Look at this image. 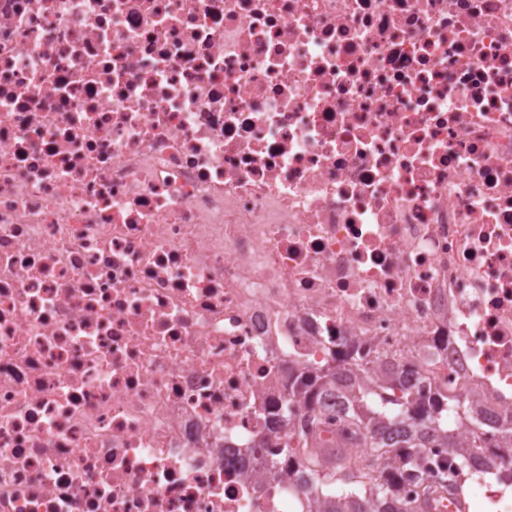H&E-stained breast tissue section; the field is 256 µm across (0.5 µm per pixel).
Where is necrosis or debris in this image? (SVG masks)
<instances>
[{
  "instance_id": "4bbe7bcc",
  "label": "necrosis or debris",
  "mask_w": 512,
  "mask_h": 512,
  "mask_svg": "<svg viewBox=\"0 0 512 512\" xmlns=\"http://www.w3.org/2000/svg\"><path fill=\"white\" fill-rule=\"evenodd\" d=\"M345 350L512 426V0H0V512H314Z\"/></svg>"
}]
</instances>
